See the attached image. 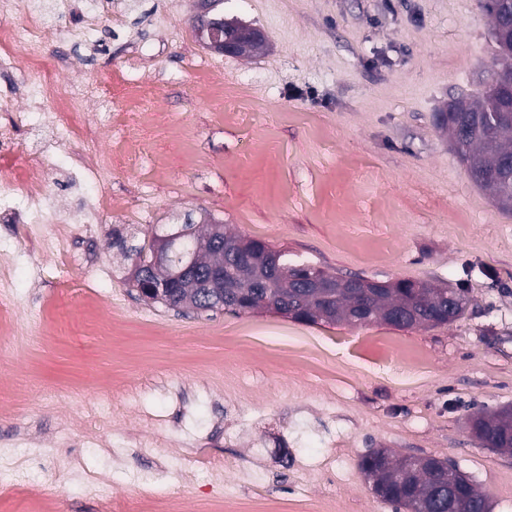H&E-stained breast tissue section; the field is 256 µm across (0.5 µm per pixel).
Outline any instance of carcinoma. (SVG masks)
Masks as SVG:
<instances>
[{
	"mask_svg": "<svg viewBox=\"0 0 512 512\" xmlns=\"http://www.w3.org/2000/svg\"><path fill=\"white\" fill-rule=\"evenodd\" d=\"M224 31L239 35L241 56L261 46L248 39L252 28L234 17L224 19ZM435 125L448 134L451 145L462 146L457 157L469 170L472 180L491 195L502 212L512 214V89L509 85L496 87L488 83L471 100L449 101L446 110L435 114ZM189 228L191 237L204 245L198 255L200 267L217 261V252L205 247L209 234H198L193 224ZM252 244L258 254L268 251L277 256L282 268L280 285L271 294L259 287L247 289L241 298L232 292L224 293V308L234 314L255 312L257 307L269 302L284 316L290 310L301 311L294 320L306 324L356 326L381 322L396 329H408L452 323L467 308L468 300L461 292L429 283L423 284L417 292L377 288L356 295L349 288V284L358 279L356 275L332 277L310 265L288 263V254L264 242L254 240ZM310 276L336 282L335 297L326 317L317 310L309 293L301 288V280ZM470 425L476 428L477 441L512 454L511 408L479 412ZM405 462L406 458H397L388 449L378 448L361 458L359 468L368 476L379 498L407 512H448L450 484L465 496L466 512H490L487 497L475 489L466 474L447 475L426 464H417L409 470Z\"/></svg>",
	"mask_w": 512,
	"mask_h": 512,
	"instance_id": "cac0c4a2",
	"label": "carcinoma"
}]
</instances>
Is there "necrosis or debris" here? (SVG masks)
<instances>
[{"label":"necrosis or debris","instance_id":"1","mask_svg":"<svg viewBox=\"0 0 512 512\" xmlns=\"http://www.w3.org/2000/svg\"><path fill=\"white\" fill-rule=\"evenodd\" d=\"M85 18L78 23L62 25L64 16L62 0H0V15H10L17 8H24L26 21L21 25H0V71L16 72L17 78L8 92L0 93V112L7 113L8 123L0 125V211L12 209L13 197H21L23 211L31 224H68L73 218L84 223H95L102 211L111 209V197H98L83 201L78 214L60 209L54 193L32 166L15 161L16 135L27 120L31 107L51 105L54 112L53 140H70L80 146L79 153L70 165L71 187L109 172L111 154L91 152L94 136L79 120L85 100L92 97L101 86L111 83L108 73L98 75L94 82H61L52 74L42 52L44 45L63 40L74 46L98 45L100 38L96 20L105 10V0H84ZM26 43L27 70L18 73V58L14 49Z\"/></svg>","mask_w":512,"mask_h":512}]
</instances>
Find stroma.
<instances>
[{
	"instance_id": "1",
	"label": "stroma",
	"mask_w": 512,
	"mask_h": 512,
	"mask_svg": "<svg viewBox=\"0 0 512 512\" xmlns=\"http://www.w3.org/2000/svg\"><path fill=\"white\" fill-rule=\"evenodd\" d=\"M102 46L64 60L63 80L112 75L84 107L112 171L68 188L75 144L35 150L53 122L33 113L18 161L62 205L107 195L94 224L0 219V472L45 489L58 512H134L145 494L204 512L227 498L304 512H397L358 468L364 454L450 459L512 512V456L468 420L512 407V216L470 178L434 124L493 73V25L478 0H224L264 33L247 56L216 53L194 18L210 0H111ZM156 94L126 114L119 94ZM112 112L111 126L101 123ZM222 222L325 274L462 289L465 315L398 330L306 325L228 311L181 316L141 298L130 247L155 225ZM102 301L96 333L80 304ZM224 461L222 472L205 465ZM326 467L314 474L316 464ZM253 469L260 481L244 479Z\"/></svg>"
}]
</instances>
